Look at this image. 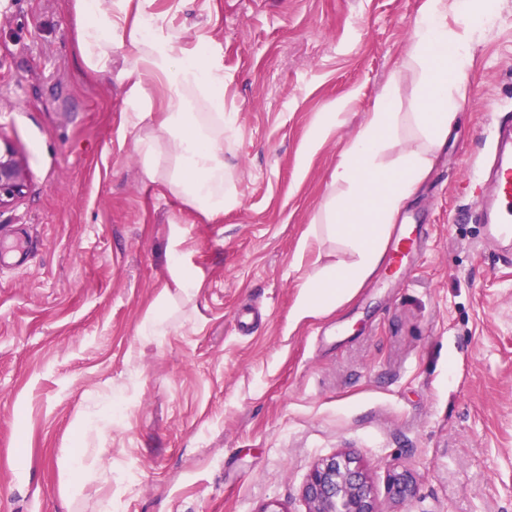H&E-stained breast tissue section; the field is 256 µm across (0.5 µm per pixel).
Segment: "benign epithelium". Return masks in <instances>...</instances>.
Returning a JSON list of instances; mask_svg holds the SVG:
<instances>
[{
    "instance_id": "7a95c632",
    "label": "benign epithelium",
    "mask_w": 512,
    "mask_h": 512,
    "mask_svg": "<svg viewBox=\"0 0 512 512\" xmlns=\"http://www.w3.org/2000/svg\"><path fill=\"white\" fill-rule=\"evenodd\" d=\"M27 171L12 143L0 136V210L19 199ZM306 512H382L363 469L351 455L318 461L303 487Z\"/></svg>"
}]
</instances>
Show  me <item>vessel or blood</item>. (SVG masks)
<instances>
[{
    "mask_svg": "<svg viewBox=\"0 0 512 512\" xmlns=\"http://www.w3.org/2000/svg\"><path fill=\"white\" fill-rule=\"evenodd\" d=\"M496 161L490 176L492 195L481 198L474 211L487 237L512 234V125L497 127L494 133Z\"/></svg>",
    "mask_w": 512,
    "mask_h": 512,
    "instance_id": "1",
    "label": "vessel or blood"
}]
</instances>
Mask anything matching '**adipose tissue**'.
I'll return each instance as SVG.
<instances>
[{
    "label": "adipose tissue",
    "instance_id": "adipose-tissue-1",
    "mask_svg": "<svg viewBox=\"0 0 512 512\" xmlns=\"http://www.w3.org/2000/svg\"><path fill=\"white\" fill-rule=\"evenodd\" d=\"M130 0H73L76 48L92 74L112 70V52L127 33L126 76L134 105L129 125L137 129L153 110L150 90L161 87L165 117L136 149L143 172L163 180L170 191L210 216L236 202L235 186L224 163V132L233 117L224 111V70L185 39L160 32L149 13L129 17ZM498 0H423L411 26V45L399 72L416 91V109L399 111L398 84L378 96L358 135L341 154L334 191L312 220L308 234L327 232L351 256L349 262L322 267L301 287L298 317L336 308L383 263L400 212L432 171L448 136L465 85L473 43L495 14ZM167 155L168 170L156 158ZM65 488L79 499L87 485L109 483L97 448L75 449L65 459Z\"/></svg>",
    "mask_w": 512,
    "mask_h": 512
}]
</instances>
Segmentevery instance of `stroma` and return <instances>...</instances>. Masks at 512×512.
Returning <instances> with one entry per match:
<instances>
[{
	"label": "stroma",
	"instance_id": "1",
	"mask_svg": "<svg viewBox=\"0 0 512 512\" xmlns=\"http://www.w3.org/2000/svg\"><path fill=\"white\" fill-rule=\"evenodd\" d=\"M422 0H148L224 68L238 204L207 219L148 180L128 124L122 49L86 73L71 0H0V134L27 171L0 211V512H68L63 460L104 392L108 484L81 512H305L319 460L362 465L382 512H512V239L472 220L493 131L512 122V0L473 52L456 120L381 266L332 312L296 320L301 285L349 261L301 248L344 147L410 47ZM343 125L323 141L332 104ZM193 301L162 336L144 314ZM415 486L400 500L390 475ZM173 304L174 298L169 292L160 295L155 307L143 318L139 326V335L144 338L165 335L168 331Z\"/></svg>",
	"mask_w": 512,
	"mask_h": 512
}]
</instances>
